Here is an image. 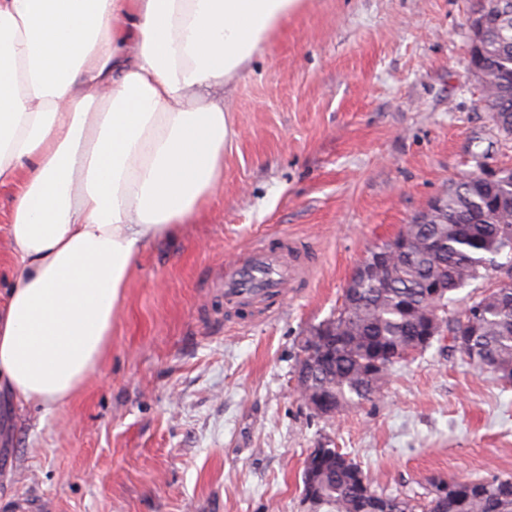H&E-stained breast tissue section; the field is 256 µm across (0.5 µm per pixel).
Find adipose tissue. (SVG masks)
Here are the masks:
<instances>
[{"mask_svg":"<svg viewBox=\"0 0 512 512\" xmlns=\"http://www.w3.org/2000/svg\"><path fill=\"white\" fill-rule=\"evenodd\" d=\"M302 0H0V392L68 402L142 249L224 182L218 91ZM17 187L0 188V289L7 288L10 280V262L4 226L8 221Z\"/></svg>","mask_w":512,"mask_h":512,"instance_id":"ef3b65f1","label":"adipose tissue"}]
</instances>
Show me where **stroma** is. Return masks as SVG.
I'll return each instance as SVG.
<instances>
[{
    "label": "stroma",
    "instance_id": "1",
    "mask_svg": "<svg viewBox=\"0 0 512 512\" xmlns=\"http://www.w3.org/2000/svg\"><path fill=\"white\" fill-rule=\"evenodd\" d=\"M476 0H304L224 86V186L144 247L97 368L65 404L0 397V512H314L311 449L338 448L377 492L423 507L431 476L512 475V383L449 352L396 364L338 416L301 399L304 337L356 266L476 155L512 168V137L470 70ZM290 239L309 280L263 320L227 312L224 266Z\"/></svg>",
    "mask_w": 512,
    "mask_h": 512
}]
</instances>
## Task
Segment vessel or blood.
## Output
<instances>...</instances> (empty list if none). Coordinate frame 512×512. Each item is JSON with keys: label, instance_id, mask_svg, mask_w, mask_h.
Returning a JSON list of instances; mask_svg holds the SVG:
<instances>
[{"label": "vessel or blood", "instance_id": "vessel-or-blood-1", "mask_svg": "<svg viewBox=\"0 0 512 512\" xmlns=\"http://www.w3.org/2000/svg\"><path fill=\"white\" fill-rule=\"evenodd\" d=\"M309 274L308 266L259 245L224 271V303L228 306L258 298L264 315L280 306L288 289Z\"/></svg>", "mask_w": 512, "mask_h": 512}]
</instances>
